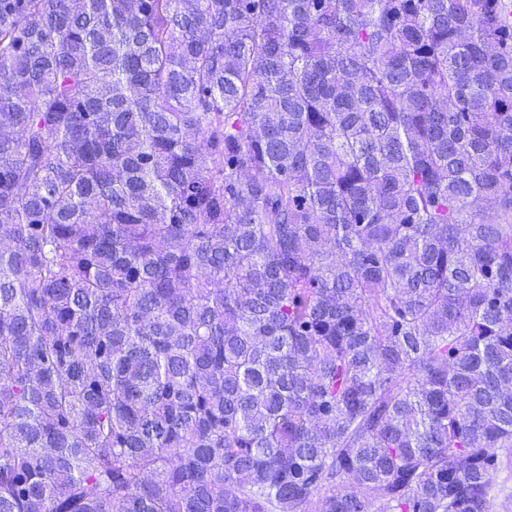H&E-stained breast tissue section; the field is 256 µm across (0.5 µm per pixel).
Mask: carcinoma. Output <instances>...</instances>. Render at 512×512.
<instances>
[{"label": "carcinoma", "instance_id": "obj_1", "mask_svg": "<svg viewBox=\"0 0 512 512\" xmlns=\"http://www.w3.org/2000/svg\"><path fill=\"white\" fill-rule=\"evenodd\" d=\"M0 242V512H491L512 0H0Z\"/></svg>", "mask_w": 512, "mask_h": 512}]
</instances>
